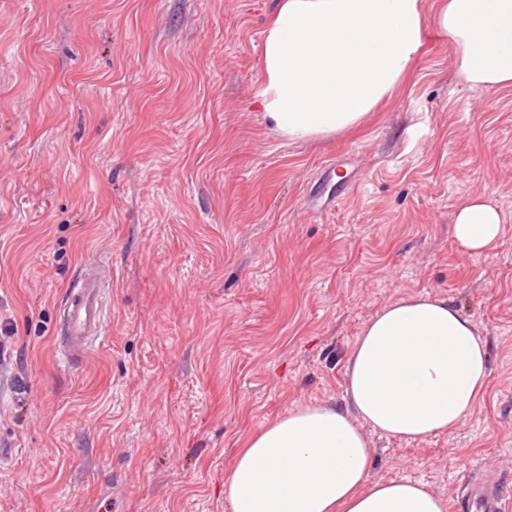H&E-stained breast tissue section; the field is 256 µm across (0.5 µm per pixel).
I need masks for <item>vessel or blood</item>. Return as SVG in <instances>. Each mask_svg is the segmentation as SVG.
Returning a JSON list of instances; mask_svg holds the SVG:
<instances>
[{
    "instance_id": "vessel-or-blood-1",
    "label": "vessel or blood",
    "mask_w": 512,
    "mask_h": 512,
    "mask_svg": "<svg viewBox=\"0 0 512 512\" xmlns=\"http://www.w3.org/2000/svg\"><path fill=\"white\" fill-rule=\"evenodd\" d=\"M107 279L106 270L98 265L87 266L81 281L73 284L61 310L56 331L58 347L63 357L80 359L92 339L105 334L101 285ZM502 479L479 484L469 495V512H507L508 500Z\"/></svg>"
}]
</instances>
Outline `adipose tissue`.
Segmentation results:
<instances>
[{"label": "adipose tissue", "mask_w": 512, "mask_h": 512, "mask_svg": "<svg viewBox=\"0 0 512 512\" xmlns=\"http://www.w3.org/2000/svg\"><path fill=\"white\" fill-rule=\"evenodd\" d=\"M448 36L467 88L512 87V0H276L263 31L258 102L293 141L362 125L402 84L427 22ZM502 217L481 197L463 201L454 236L492 248ZM484 342L470 321L429 295L399 299L364 325L347 370L355 412L306 405L251 434L224 479L231 512H446L411 480L374 481L360 429L404 440L454 430L488 380Z\"/></svg>", "instance_id": "obj_1"}]
</instances>
